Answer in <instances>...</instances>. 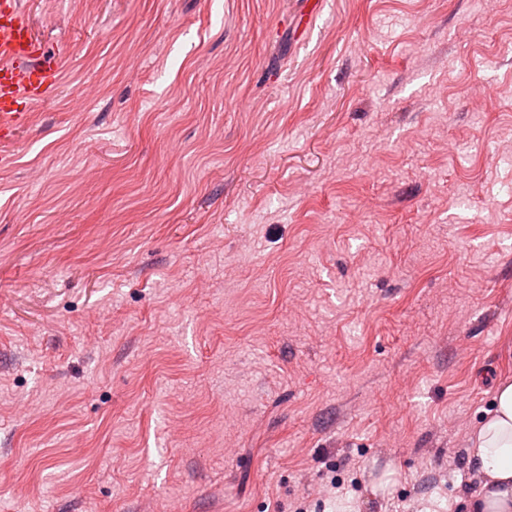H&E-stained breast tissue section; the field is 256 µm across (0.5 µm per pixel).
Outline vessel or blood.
Masks as SVG:
<instances>
[{
    "instance_id": "b4317fda",
    "label": "vessel or blood",
    "mask_w": 512,
    "mask_h": 512,
    "mask_svg": "<svg viewBox=\"0 0 512 512\" xmlns=\"http://www.w3.org/2000/svg\"><path fill=\"white\" fill-rule=\"evenodd\" d=\"M60 80V66L33 39L20 0H0V136L29 123L24 102L41 99Z\"/></svg>"
}]
</instances>
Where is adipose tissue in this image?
Segmentation results:
<instances>
[{"instance_id": "adipose-tissue-1", "label": "adipose tissue", "mask_w": 512, "mask_h": 512, "mask_svg": "<svg viewBox=\"0 0 512 512\" xmlns=\"http://www.w3.org/2000/svg\"><path fill=\"white\" fill-rule=\"evenodd\" d=\"M467 464L478 481L458 497L463 512H512V382L496 391L494 405L472 431Z\"/></svg>"}]
</instances>
